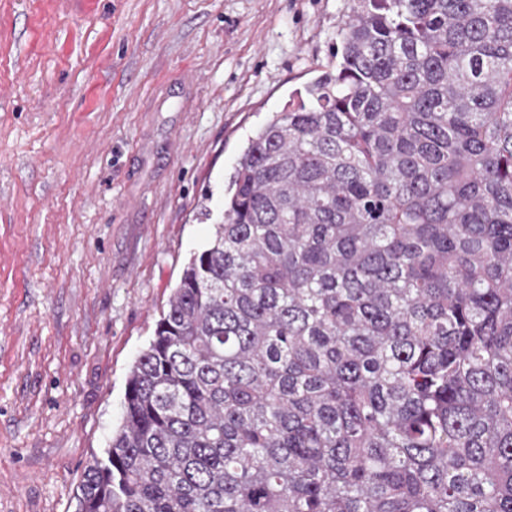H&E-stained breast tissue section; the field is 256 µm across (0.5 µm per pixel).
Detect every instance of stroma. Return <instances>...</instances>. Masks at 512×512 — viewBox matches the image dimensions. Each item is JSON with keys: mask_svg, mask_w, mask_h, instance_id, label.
I'll list each match as a JSON object with an SVG mask.
<instances>
[{"mask_svg": "<svg viewBox=\"0 0 512 512\" xmlns=\"http://www.w3.org/2000/svg\"><path fill=\"white\" fill-rule=\"evenodd\" d=\"M345 2L0 0V512H77L237 156Z\"/></svg>", "mask_w": 512, "mask_h": 512, "instance_id": "1", "label": "stroma"}]
</instances>
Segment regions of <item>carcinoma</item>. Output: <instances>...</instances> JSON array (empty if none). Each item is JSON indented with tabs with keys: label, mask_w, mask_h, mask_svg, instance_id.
<instances>
[{
	"label": "carcinoma",
	"mask_w": 512,
	"mask_h": 512,
	"mask_svg": "<svg viewBox=\"0 0 512 512\" xmlns=\"http://www.w3.org/2000/svg\"><path fill=\"white\" fill-rule=\"evenodd\" d=\"M248 139L78 512H512V0H350Z\"/></svg>",
	"instance_id": "cac0c4a2"
}]
</instances>
